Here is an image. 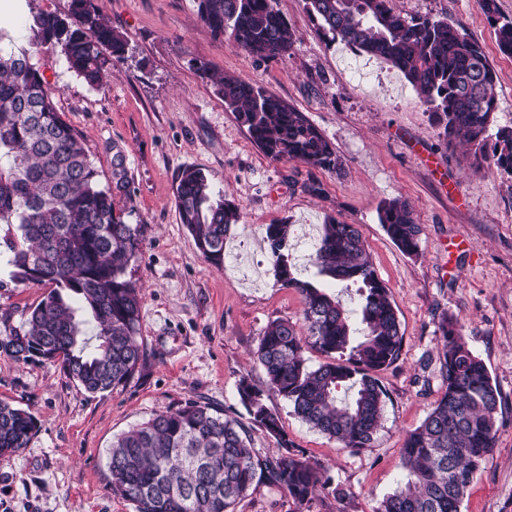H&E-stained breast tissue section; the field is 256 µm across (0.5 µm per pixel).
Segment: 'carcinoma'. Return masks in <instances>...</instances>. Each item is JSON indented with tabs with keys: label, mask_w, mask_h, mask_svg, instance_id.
Listing matches in <instances>:
<instances>
[{
	"label": "carcinoma",
	"mask_w": 512,
	"mask_h": 512,
	"mask_svg": "<svg viewBox=\"0 0 512 512\" xmlns=\"http://www.w3.org/2000/svg\"><path fill=\"white\" fill-rule=\"evenodd\" d=\"M199 22L217 39L264 60L285 57L295 37L276 0H195ZM500 51L512 55V20L497 0H479ZM307 12L331 42L340 41L397 67L441 125L448 143L475 148L495 170L512 177V127L488 133L498 107L497 75L483 47L446 18L404 17L391 0H305ZM29 49L0 50V262L16 286L50 285L27 319L0 339L18 363L60 364L77 385L97 394L127 383L145 368L139 342L141 289L127 270L143 243L142 226L125 221L116 194L129 193L125 170L115 186L99 174L78 134L58 111L56 90L31 63L60 51L71 70L99 86L126 59L128 40L102 17L93 0H71L65 14L40 11L29 19ZM224 104L236 112L254 144L273 161H300L338 172L342 162L320 130L281 98L205 62L193 64ZM180 222L214 265L239 209L215 194L207 176L182 170L175 187ZM379 221L405 253L420 247V225L409 203L396 198L379 208ZM291 225L268 224L265 238L277 281L303 301L305 332L284 320L270 323L256 356L263 386L238 384L254 426L277 440L268 456L253 446L244 424L208 404L190 400L155 414L112 441V493L134 512H234L259 484L284 490L293 512H311L317 494H348L321 465L295 449L264 397L275 393L294 415L352 452L371 447L381 428L386 390L378 372L401 354L397 309L379 278L358 228L334 217L322 227L313 258L316 275L337 288H356L358 322L340 298L295 276L288 242ZM94 335H87L88 330ZM443 346L436 360L441 393L401 448L403 483L373 512H461L501 427V394L467 346L457 321H437ZM311 346L326 356L313 367ZM350 394L341 399L339 392ZM37 432L27 409L0 401V461L27 447Z\"/></svg>",
	"instance_id": "1"
}]
</instances>
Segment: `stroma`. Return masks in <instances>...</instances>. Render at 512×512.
<instances>
[{
    "label": "stroma",
    "instance_id": "1",
    "mask_svg": "<svg viewBox=\"0 0 512 512\" xmlns=\"http://www.w3.org/2000/svg\"><path fill=\"white\" fill-rule=\"evenodd\" d=\"M129 52L99 87L85 83L57 51L33 56L56 86V102L111 187L125 168L131 197L117 196L144 242L128 274L143 296L140 338L144 371L114 390L89 394L60 363L14 361L0 352V400L30 410L38 430L26 448L0 463V512H134L109 486L108 450L115 436L153 414L196 400L240 422L241 378L263 384L253 353L270 322L303 325L300 296L277 281L269 249L251 236L270 224L292 227L290 254L298 278H312L300 252L305 229L329 217L356 225L398 310L404 343L379 378L387 391L383 426L371 447L354 454L312 429L283 397L265 399L294 446L325 466L349 499L347 512H373L402 475L407 431L439 397L416 379L423 358L437 354V321L454 317L468 347L486 364L502 396V426L462 512H512V179L480 164L470 148L448 143L404 75L363 56L367 74L346 69L352 48L330 43L305 0H277L295 32L288 56L262 61L215 39L196 16L195 0H94ZM71 0H24L0 16V47L27 48L31 13H67ZM405 16L445 17L479 42L498 76L493 127L512 126V56L500 52L479 0H392ZM264 87L303 112L328 139L343 169L273 161L251 140L193 61ZM203 171L239 207L224 241L223 266L198 250L174 204L178 174ZM318 183L320 193L307 190ZM402 198L420 224V251L404 253L387 236L379 206ZM46 287L11 284L0 265V336L18 327Z\"/></svg>",
    "mask_w": 512,
    "mask_h": 512
}]
</instances>
